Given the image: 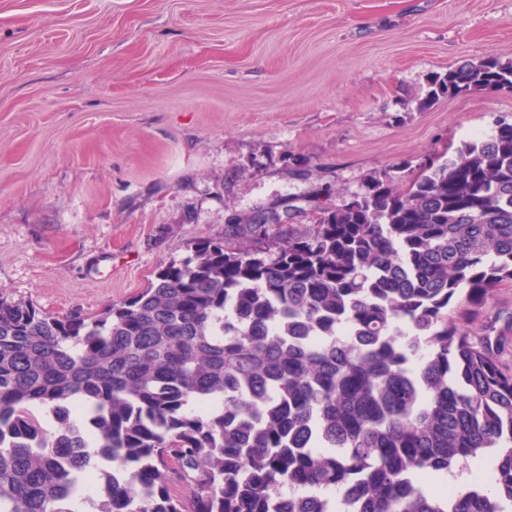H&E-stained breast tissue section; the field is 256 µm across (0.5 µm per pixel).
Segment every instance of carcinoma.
Listing matches in <instances>:
<instances>
[{"instance_id":"cac0c4a2","label":"carcinoma","mask_w":512,"mask_h":512,"mask_svg":"<svg viewBox=\"0 0 512 512\" xmlns=\"http://www.w3.org/2000/svg\"><path fill=\"white\" fill-rule=\"evenodd\" d=\"M501 90L488 58L428 101ZM314 214L228 224L95 318L0 297V512L87 483L94 512H506L512 317L451 312L512 283V123Z\"/></svg>"}]
</instances>
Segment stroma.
Listing matches in <instances>:
<instances>
[{
  "label": "stroma",
  "instance_id": "1",
  "mask_svg": "<svg viewBox=\"0 0 512 512\" xmlns=\"http://www.w3.org/2000/svg\"><path fill=\"white\" fill-rule=\"evenodd\" d=\"M487 57L512 0H0V297L94 317L257 208L306 230L512 122L510 91L424 102Z\"/></svg>",
  "mask_w": 512,
  "mask_h": 512
}]
</instances>
